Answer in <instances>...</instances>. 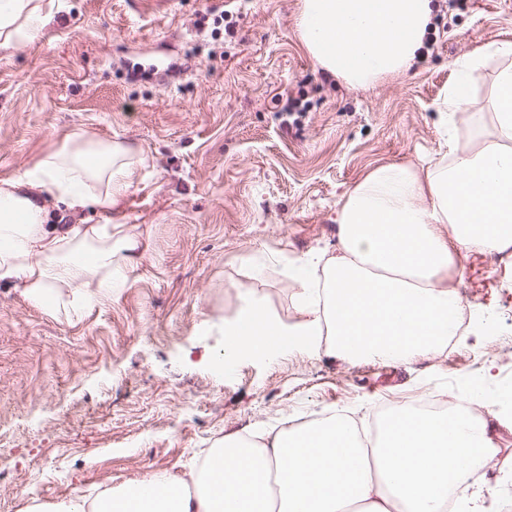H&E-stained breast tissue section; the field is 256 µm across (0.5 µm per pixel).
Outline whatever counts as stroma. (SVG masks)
<instances>
[{"mask_svg":"<svg viewBox=\"0 0 512 512\" xmlns=\"http://www.w3.org/2000/svg\"><path fill=\"white\" fill-rule=\"evenodd\" d=\"M420 59L352 88L301 48L300 0H64L39 37L0 51V177L69 133L141 146L121 221L144 256L124 288L65 319L0 283V512L184 473L230 432L259 433L436 392L482 408L512 387V250L472 254L458 336L406 366L285 352L235 360L224 327L251 301L293 320L286 267L336 248V208L372 167L440 151L455 64L512 42V0H438ZM489 60L468 144L493 131Z\"/></svg>","mask_w":512,"mask_h":512,"instance_id":"obj_1","label":"stroma"}]
</instances>
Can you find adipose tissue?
Listing matches in <instances>:
<instances>
[{"label": "adipose tissue", "instance_id": "1", "mask_svg": "<svg viewBox=\"0 0 512 512\" xmlns=\"http://www.w3.org/2000/svg\"><path fill=\"white\" fill-rule=\"evenodd\" d=\"M60 0H0V51L35 40ZM435 0H301L305 52L329 75L367 88L409 69L421 55ZM483 48L458 64L439 107L445 153L426 167L380 164L344 192L336 209L335 254L288 270L295 321L263 301L224 331L227 358H267L288 349L350 364L411 363L444 353L463 309L447 286L461 256L512 249V65L495 77V134L461 149ZM146 157L136 144L76 131L21 174L0 178V282L20 288L51 314L87 309L123 287L142 257L130 224H56L52 211H122ZM353 415L251 438L229 433L205 465L183 474L151 472L88 499L77 495L30 512H512V498L489 500L486 473L499 483L496 430L512 416L495 406L420 415L401 409L364 447Z\"/></svg>", "mask_w": 512, "mask_h": 512}]
</instances>
